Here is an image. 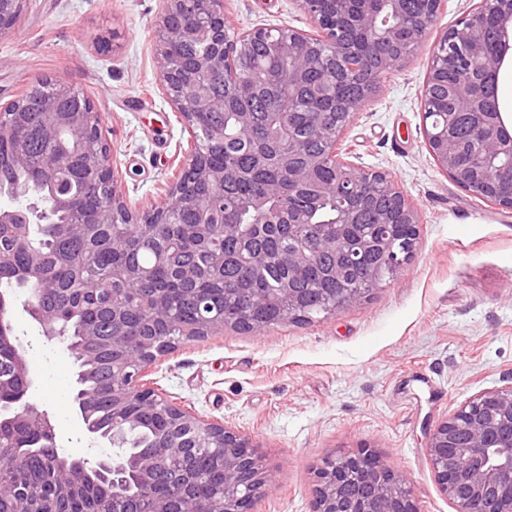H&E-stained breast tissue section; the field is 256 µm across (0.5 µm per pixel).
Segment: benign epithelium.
I'll list each match as a JSON object with an SVG mask.
<instances>
[{
  "label": "benign epithelium",
  "mask_w": 512,
  "mask_h": 512,
  "mask_svg": "<svg viewBox=\"0 0 512 512\" xmlns=\"http://www.w3.org/2000/svg\"><path fill=\"white\" fill-rule=\"evenodd\" d=\"M296 2L309 17L314 32L283 27L235 33L224 11V0H206V12L191 15L180 26L172 27L169 17L184 12L187 0H166L157 24L160 78L188 128L197 125L202 114L216 111L229 112L240 126L248 127L252 113L231 100L213 97L208 79L221 75L227 84L250 91L271 88L275 78L262 66L250 71L238 66V59L249 52L252 43L261 40L273 56L288 62V74L281 73L277 78L288 82L292 90L288 97L303 101L308 111L320 113L313 134L328 139L324 154L302 164L294 162L299 147L293 137L287 138L284 133L291 131L297 108L279 100L268 112L273 150L257 151L253 170L210 167L204 150L194 140L161 200L135 215L116 189L110 144L101 134L100 113L88 98L56 81L43 98L40 122V134L58 160V167L43 175L56 183L46 206L51 211L72 209L58 170L69 167L73 159L80 161L91 184L102 189L100 207L91 220L74 218L59 224L57 236L81 235L95 241L97 228L133 220L142 225L143 237L147 238L153 236L166 215L182 205L196 214L195 223L184 228L183 239L208 252V271L218 275L224 272V253L210 251L209 243L216 212L225 209L220 189L229 178L245 180L263 173L269 182V195L248 201L252 223L286 225L288 238L295 242L277 258L288 268V278L265 302L281 308L284 319L293 320L299 317L300 309L293 281L314 260L311 241L319 237L314 215L326 196L323 188L307 195L302 191L320 168L330 165L341 174L333 196L337 200L336 225L342 230L358 223L355 201L363 198L365 188L375 180L384 181L390 189L394 206L375 215L371 237L340 252L338 261L352 265L361 264L364 255L372 253L378 258V271L364 275L363 287L343 288L328 297L324 318L363 302L375 288L396 277L413 249L396 245L394 228L406 225L412 234L411 244H416L418 211L388 174L364 171L343 157L342 135L354 113L345 111L339 100L323 94L306 97L305 77L316 70L321 72L324 85L336 86L352 72H371L372 79L362 89L357 103L362 107L375 92L380 76L404 63L408 51L400 36L409 40L425 37L445 0H423L419 24L406 28L389 23V16L402 15L405 0H329L330 12L325 10L324 0ZM25 5L26 0H0L1 34L15 27ZM489 8L501 31V39L491 52L486 47L482 24ZM352 32L362 38L360 52L350 43ZM183 45H195L199 51L192 57L180 58L176 50ZM455 52L467 57L468 67L452 87L453 107L473 119L480 144L477 164L471 169L459 167L447 120L440 127L425 129L427 149L436 165L466 191L511 211L512 197L499 196L497 187L503 175L512 176V128L504 120L498 96H488L484 88L498 86L501 69L512 57V0H480L470 18L440 37L430 58L422 100H427L430 85L438 78L440 60ZM15 115L17 112L10 105L0 110V139L15 142L14 164L26 169L24 129L15 121ZM0 224L13 227L16 244L29 254V265L15 270L9 255L0 251V276L19 278L18 285L26 294L23 307L46 341H68L59 314L41 303L43 295L65 296L67 289L59 287L50 274L51 258L29 239L30 207H0ZM241 260L252 269L268 264L270 257L245 245ZM13 304L14 300L0 294V351L11 352L10 360L0 370V459L13 471L12 478H0V512H69L70 502L78 497L85 502V512H253L270 481L259 445L247 434L186 411L141 383L144 370L157 357L190 337L162 341L158 336L141 333L133 338L123 323L122 301L112 299V411L119 415L128 403L143 399L167 421L162 448L131 456L125 448L127 424L123 420L113 419L112 426L104 431L95 426L82 370L92 359L68 345L76 364L74 414L90 439L107 449L92 461L59 451L55 425L47 410L29 400L32 379L24 345L11 327ZM200 308L207 336L226 329H247L234 314L213 317L206 304H200ZM204 448L217 450L224 481L221 491L209 496L202 507L192 492L203 482V475L192 467L191 460ZM426 452L437 486L452 502L455 512H512V383L471 396L438 421L429 432ZM171 453L176 454L180 464L167 468L168 493L161 495L156 493V475ZM313 474L310 512H421L406 475L369 448L327 456L316 465ZM42 483L50 485V496L35 492Z\"/></svg>",
  "instance_id": "obj_1"
}]
</instances>
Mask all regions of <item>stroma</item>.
I'll list each match as a JSON object with an SVG mask.
<instances>
[{"instance_id":"1","label":"stroma","mask_w":512,"mask_h":512,"mask_svg":"<svg viewBox=\"0 0 512 512\" xmlns=\"http://www.w3.org/2000/svg\"><path fill=\"white\" fill-rule=\"evenodd\" d=\"M479 0H447L406 63L384 75L344 132L349 159L390 175L420 215L396 280L328 319L262 332L225 330L181 343L145 383L170 402L249 434L272 482L255 512H309L313 467L364 445L411 479L423 512H455L440 493L425 434L467 398L512 383V211L465 191L429 154L421 97L438 39ZM232 29L310 30L295 0H224ZM164 0H27L0 34V105L52 78L101 114L111 165L131 210L164 194L190 135L160 81L155 25ZM61 451L98 455L72 409L64 344L13 316Z\"/></svg>"}]
</instances>
